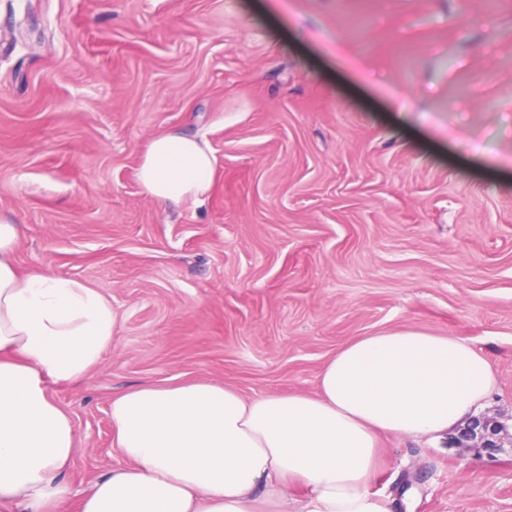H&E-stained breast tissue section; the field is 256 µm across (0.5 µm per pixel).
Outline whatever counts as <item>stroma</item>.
I'll return each mask as SVG.
<instances>
[{"label": "stroma", "instance_id": "35a3bbf8", "mask_svg": "<svg viewBox=\"0 0 512 512\" xmlns=\"http://www.w3.org/2000/svg\"><path fill=\"white\" fill-rule=\"evenodd\" d=\"M0 0V219L20 273L96 288L117 339L56 387L86 490L113 396L311 393L342 347L453 335L497 388L380 439L391 512H512V0ZM199 133V206L148 197L149 141ZM497 425L495 448L460 434Z\"/></svg>", "mask_w": 512, "mask_h": 512}]
</instances>
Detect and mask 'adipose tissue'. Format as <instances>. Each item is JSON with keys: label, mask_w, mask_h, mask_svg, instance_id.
<instances>
[{"label": "adipose tissue", "mask_w": 512, "mask_h": 512, "mask_svg": "<svg viewBox=\"0 0 512 512\" xmlns=\"http://www.w3.org/2000/svg\"><path fill=\"white\" fill-rule=\"evenodd\" d=\"M214 156L198 136L154 138L143 192L198 204ZM21 227L0 220V512H70L65 473L77 451L55 386L78 382L111 348L117 314L97 289L15 262ZM496 383L488 360L455 336L379 332L341 348L316 393L243 397L207 383L144 385L111 402L119 463L79 512H389L371 492L382 434L430 436L479 408Z\"/></svg>", "instance_id": "obj_1"}]
</instances>
